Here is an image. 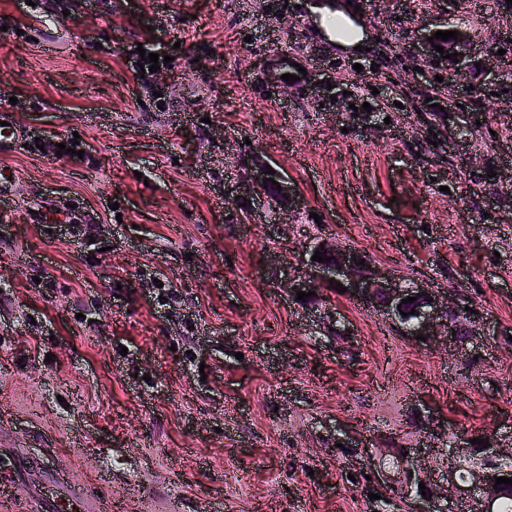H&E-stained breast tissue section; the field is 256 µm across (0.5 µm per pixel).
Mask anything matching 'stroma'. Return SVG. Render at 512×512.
I'll return each mask as SVG.
<instances>
[{"mask_svg": "<svg viewBox=\"0 0 512 512\" xmlns=\"http://www.w3.org/2000/svg\"><path fill=\"white\" fill-rule=\"evenodd\" d=\"M310 2L0 0V113L26 130L0 150V448L112 512H408L405 451L442 471L453 436L512 444V8L333 0L354 50ZM423 21L469 31L495 70L461 101L470 135L406 49ZM144 51L172 63L138 75ZM280 51L352 117L302 79L273 91ZM256 156L306 200L286 225L224 198ZM320 240L477 302L494 336L465 361L329 281L295 299Z\"/></svg>", "mask_w": 512, "mask_h": 512, "instance_id": "obj_1", "label": "stroma"}]
</instances>
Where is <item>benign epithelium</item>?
<instances>
[{
	"label": "benign epithelium",
	"mask_w": 512,
	"mask_h": 512,
	"mask_svg": "<svg viewBox=\"0 0 512 512\" xmlns=\"http://www.w3.org/2000/svg\"><path fill=\"white\" fill-rule=\"evenodd\" d=\"M439 45L444 47L442 54L435 50ZM454 52L459 53L457 59L443 58V55ZM472 52L471 37L462 29L459 30L457 37L444 43L435 38L420 45V53L430 64L456 72L469 68ZM293 62L295 58L288 53H277L273 63L266 69V81L283 93H288L289 84L282 80L281 76L293 69ZM330 83V79L310 80V86L315 94L323 97L335 95V92L327 89ZM333 104L339 114L346 112L343 96H337ZM276 182L281 186V190L275 194L276 201L281 207L300 204V197L292 183L282 178L276 179ZM313 250L320 251V254L330 258V261H308L310 272L292 278L289 282L291 292L306 293L315 287L324 274L336 273L343 276L363 300L374 304L383 314L398 321L410 335L428 337L439 332L450 337V346L457 356L472 354L477 348L478 338L486 335L483 310L475 304L466 308L456 303L451 307L448 305L447 297L440 295L435 289L401 286L388 282L374 273L367 274L360 270L358 255L351 249H341L325 241L323 246L316 245ZM408 297H414L416 301L411 305L404 302ZM413 309L416 310L414 314L411 313ZM451 309L459 315L463 326L468 330V337L463 339L448 331L445 312ZM404 312L407 313L405 317L402 316ZM488 441L489 447L485 449V454L490 459L497 463L512 460L511 447L503 448V445L493 437L488 438ZM471 456L472 448L467 439L459 437L451 443V447L448 448V471L444 472L443 477L445 483L439 484L431 473L421 467L418 457L410 453L407 464L399 472L400 482L416 500L422 497L428 500L438 499L440 495L447 493L455 497L456 506L463 512H497L503 493L502 485L495 484V478L500 476V471L490 464L475 463L467 467L466 473H460V465L471 459ZM421 482L425 485L423 490L419 489Z\"/></svg>",
	"instance_id": "obj_1"
}]
</instances>
